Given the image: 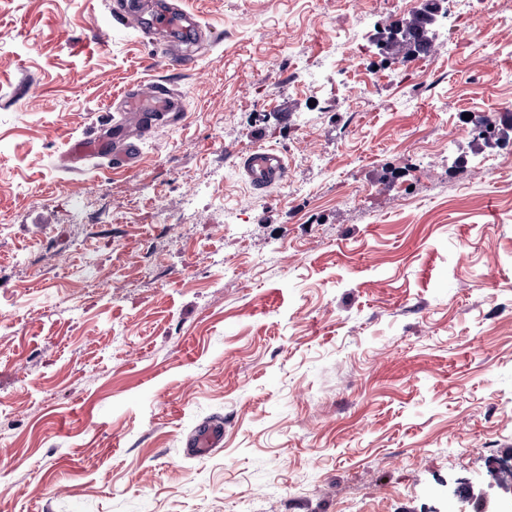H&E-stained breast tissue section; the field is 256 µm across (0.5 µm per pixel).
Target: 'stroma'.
I'll use <instances>...</instances> for the list:
<instances>
[{"mask_svg":"<svg viewBox=\"0 0 512 512\" xmlns=\"http://www.w3.org/2000/svg\"><path fill=\"white\" fill-rule=\"evenodd\" d=\"M181 5L197 30L148 42L106 0H0V512H447L512 457V143L464 118L512 108V0L393 86L344 43L387 67L388 0ZM331 60L342 92H302ZM153 82L183 121L123 125ZM256 144L280 185L246 180ZM242 169L250 184L259 188L282 183L288 172L283 155L258 145L252 146L243 156ZM224 440L222 423H208L196 428L188 437L184 453L191 458L202 457L219 447ZM446 496L448 503L458 505V509H456L455 512H469V510H467V505H469V501L466 500L465 498L473 500L475 503H480L484 499V493L482 489L475 490L473 486L469 485L459 486V488L456 485H448Z\"/></svg>","mask_w":512,"mask_h":512,"instance_id":"stroma-1","label":"stroma"}]
</instances>
